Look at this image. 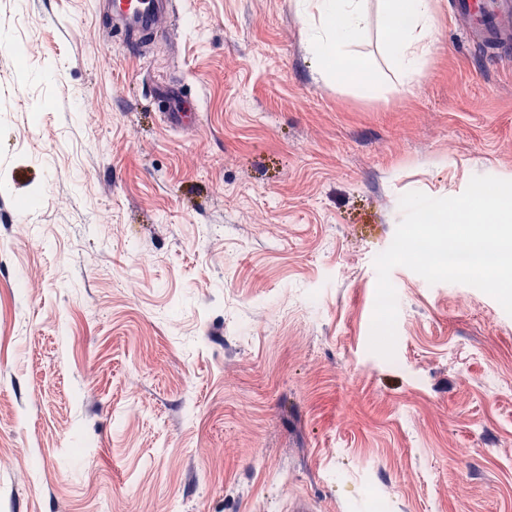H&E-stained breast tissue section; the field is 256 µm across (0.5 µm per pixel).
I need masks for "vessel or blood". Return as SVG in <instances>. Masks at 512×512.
I'll return each instance as SVG.
<instances>
[{"label":"vessel or blood","mask_w":512,"mask_h":512,"mask_svg":"<svg viewBox=\"0 0 512 512\" xmlns=\"http://www.w3.org/2000/svg\"><path fill=\"white\" fill-rule=\"evenodd\" d=\"M166 6V0H110L108 13L125 30H145ZM450 8L479 46L512 56V0H450Z\"/></svg>","instance_id":"vessel-or-blood-1"}]
</instances>
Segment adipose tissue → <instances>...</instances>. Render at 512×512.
Returning a JSON list of instances; mask_svg holds the SVG:
<instances>
[{
  "label": "adipose tissue",
  "instance_id": "obj_1",
  "mask_svg": "<svg viewBox=\"0 0 512 512\" xmlns=\"http://www.w3.org/2000/svg\"><path fill=\"white\" fill-rule=\"evenodd\" d=\"M363 2L302 0L305 40L325 78H339L338 62L354 55L368 24ZM379 25L393 70L405 80L420 74L434 40L433 0H381Z\"/></svg>",
  "mask_w": 512,
  "mask_h": 512
}]
</instances>
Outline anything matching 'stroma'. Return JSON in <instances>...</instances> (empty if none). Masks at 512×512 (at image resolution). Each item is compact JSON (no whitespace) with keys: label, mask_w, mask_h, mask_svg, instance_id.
<instances>
[{"label":"stroma","mask_w":512,"mask_h":512,"mask_svg":"<svg viewBox=\"0 0 512 512\" xmlns=\"http://www.w3.org/2000/svg\"><path fill=\"white\" fill-rule=\"evenodd\" d=\"M104 10L0 0V512H512V316L398 266L369 349L401 196L512 180V63L448 0L375 95L296 0ZM167 7L163 0H110L108 13L113 24L119 23L124 28L119 32L129 30H146L151 27L156 17Z\"/></svg>","instance_id":"1"}]
</instances>
